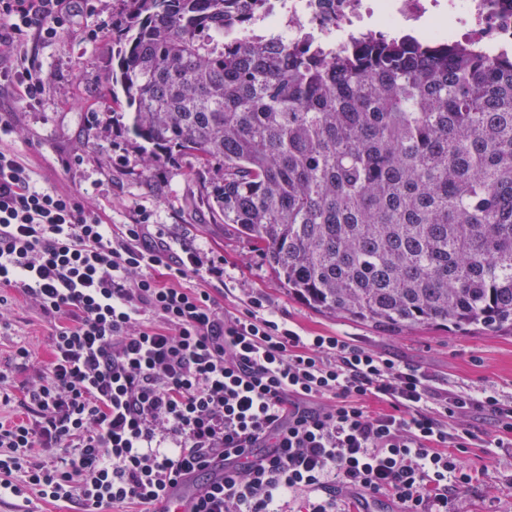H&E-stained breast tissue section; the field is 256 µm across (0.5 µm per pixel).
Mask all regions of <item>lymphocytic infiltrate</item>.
I'll list each match as a JSON object with an SVG mask.
<instances>
[{
	"label": "lymphocytic infiltrate",
	"mask_w": 512,
	"mask_h": 512,
	"mask_svg": "<svg viewBox=\"0 0 512 512\" xmlns=\"http://www.w3.org/2000/svg\"><path fill=\"white\" fill-rule=\"evenodd\" d=\"M72 0H0V87L38 100L21 54L60 37ZM146 218L113 231L79 197L36 186L0 147V288L49 324L50 361L25 379V419L0 422V499L82 512L153 508L211 463L222 477L191 512H448L473 474L464 448L512 458V398L435 385L344 336H302L254 297L225 311L188 274L224 276L199 252L166 257ZM496 427L495 438L481 428Z\"/></svg>",
	"instance_id": "1"
}]
</instances>
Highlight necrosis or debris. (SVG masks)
Returning <instances> with one entry per match:
<instances>
[{
    "label": "necrosis or debris",
    "instance_id": "obj_1",
    "mask_svg": "<svg viewBox=\"0 0 512 512\" xmlns=\"http://www.w3.org/2000/svg\"><path fill=\"white\" fill-rule=\"evenodd\" d=\"M289 41L339 46L416 37L479 50H512V0H276L268 16Z\"/></svg>",
    "mask_w": 512,
    "mask_h": 512
}]
</instances>
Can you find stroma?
Instances as JSON below:
<instances>
[{"label": "stroma", "mask_w": 512, "mask_h": 512, "mask_svg": "<svg viewBox=\"0 0 512 512\" xmlns=\"http://www.w3.org/2000/svg\"><path fill=\"white\" fill-rule=\"evenodd\" d=\"M119 0H88L79 6L64 33L53 42L31 32L23 52L43 79L34 104L11 90H0V117L13 124L0 146L18 153L34 173L37 186L69 191L101 209L109 224L129 223L142 209L158 224L173 251L195 248L224 263V276L207 280L189 275L187 285L210 288L230 311L244 309L251 297H261L266 309L304 336H347L362 347L390 354L421 367L435 382L467 392L491 389L512 397V335L459 336L421 328L397 335L342 317L319 313L289 295L234 225L217 223L200 184L190 172L195 162L184 156L175 162L145 166L143 147L130 133L128 113L117 111L107 83L112 69V21ZM13 312L12 326L0 332V372L8 382L0 391V418L25 414L24 394L13 383L18 373L36 375L50 358L49 326L21 293L5 289ZM30 347L26 370H18L17 344ZM489 448H471L463 460L477 470L473 482L456 493L450 512H512V468L495 465Z\"/></svg>", "instance_id": "stroma-1"}]
</instances>
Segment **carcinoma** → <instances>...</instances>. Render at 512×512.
I'll return each instance as SVG.
<instances>
[{"label":"carcinoma","mask_w":512,"mask_h":512,"mask_svg":"<svg viewBox=\"0 0 512 512\" xmlns=\"http://www.w3.org/2000/svg\"><path fill=\"white\" fill-rule=\"evenodd\" d=\"M121 2L116 104L145 166L193 157L288 293L393 333L512 335V54L290 47L270 0Z\"/></svg>","instance_id":"1"}]
</instances>
